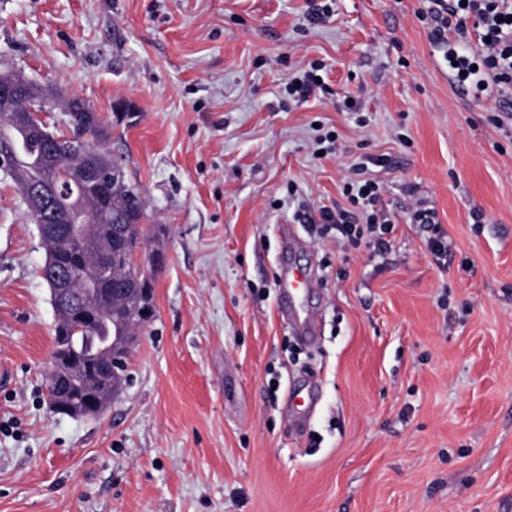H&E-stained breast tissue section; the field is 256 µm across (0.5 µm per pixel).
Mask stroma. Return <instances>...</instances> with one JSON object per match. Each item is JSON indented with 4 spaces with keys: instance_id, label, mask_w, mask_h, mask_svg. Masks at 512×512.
Here are the masks:
<instances>
[{
    "instance_id": "35a3bbf8",
    "label": "stroma",
    "mask_w": 512,
    "mask_h": 512,
    "mask_svg": "<svg viewBox=\"0 0 512 512\" xmlns=\"http://www.w3.org/2000/svg\"><path fill=\"white\" fill-rule=\"evenodd\" d=\"M332 7L0 0V62L111 121L163 258L122 389L101 415L53 413L46 253L0 174V512H512V135L449 85L426 0ZM311 62L326 89L295 102ZM363 154L394 222L375 259L293 217L343 203ZM292 241L310 338L279 302ZM407 213L410 216L412 224H420L419 226L426 232H430L433 236H429L428 243L431 251L435 255H443L448 252V245L445 244V235L441 230L440 224L434 220V213L429 209H420L414 205H409Z\"/></svg>"
}]
</instances>
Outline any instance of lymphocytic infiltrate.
<instances>
[{
	"label": "lymphocytic infiltrate",
	"instance_id": "1",
	"mask_svg": "<svg viewBox=\"0 0 512 512\" xmlns=\"http://www.w3.org/2000/svg\"><path fill=\"white\" fill-rule=\"evenodd\" d=\"M422 19L430 21L435 40L454 37L457 48L450 56L459 73L490 78L497 106L491 117L499 130L512 125V0H431ZM477 43L476 57L467 54L470 43ZM373 159L358 157L348 168L344 185L347 206L296 211L298 223L309 231L333 230L340 246H372L376 255L387 253L391 218L378 209L382 186L369 178Z\"/></svg>",
	"mask_w": 512,
	"mask_h": 512
}]
</instances>
